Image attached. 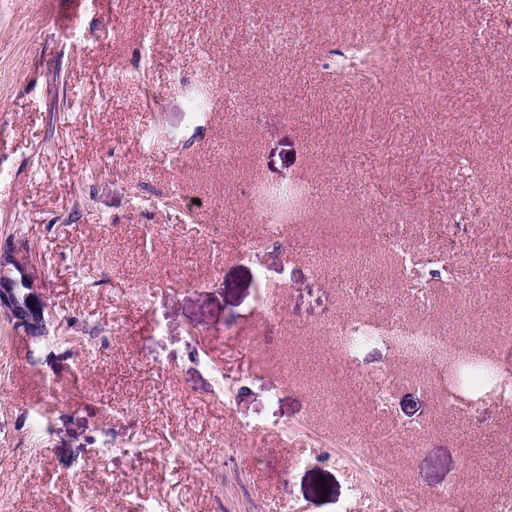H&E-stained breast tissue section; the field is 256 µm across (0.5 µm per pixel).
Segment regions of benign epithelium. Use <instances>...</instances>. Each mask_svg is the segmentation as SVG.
Returning a JSON list of instances; mask_svg holds the SVG:
<instances>
[{"label":"benign epithelium","instance_id":"obj_1","mask_svg":"<svg viewBox=\"0 0 512 512\" xmlns=\"http://www.w3.org/2000/svg\"><path fill=\"white\" fill-rule=\"evenodd\" d=\"M22 273L28 285L24 298H19L13 282ZM42 283L32 266V258L23 241L8 242L0 248V315L22 335L33 340L47 339L58 324L41 295Z\"/></svg>","mask_w":512,"mask_h":512}]
</instances>
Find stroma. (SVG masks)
Returning a JSON list of instances; mask_svg holds the SVG:
<instances>
[{
    "label": "stroma",
    "mask_w": 512,
    "mask_h": 512,
    "mask_svg": "<svg viewBox=\"0 0 512 512\" xmlns=\"http://www.w3.org/2000/svg\"><path fill=\"white\" fill-rule=\"evenodd\" d=\"M152 2L145 16L141 0H0V244L24 236L44 298L73 322L31 342L0 317V512H71L80 486L84 512L145 499L171 512H385L405 496L494 512L512 501V403L445 408L437 358L410 362L385 342L343 361L325 323L361 308L298 246L319 224L379 227L378 249L397 220L414 237L429 226L454 277L429 280L425 314L390 275L399 306L440 329L459 313L453 284L466 286L465 345L498 359L512 265L481 283L471 274L489 225L512 219V173L498 165L512 155V0H266L310 37L252 49L229 98L234 0ZM395 19L425 83L399 61L377 78L332 77L336 49ZM147 25L159 34L148 49ZM174 61L212 101L207 115L169 86ZM242 110L256 120H236ZM137 125L160 140L145 145ZM303 181L315 188L303 223L288 246H265L251 185ZM159 183L173 202L157 209ZM194 200L251 224L258 259L202 230L204 214L187 217ZM148 224L162 230L147 240ZM260 285L279 311L268 328ZM379 371L384 406L354 388ZM36 410L47 431L32 428Z\"/></svg>",
    "instance_id": "obj_1"
}]
</instances>
